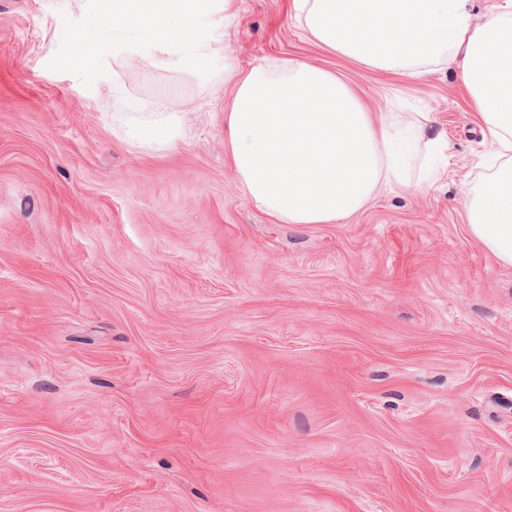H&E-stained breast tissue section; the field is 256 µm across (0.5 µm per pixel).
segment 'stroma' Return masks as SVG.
I'll list each match as a JSON object with an SVG mask.
<instances>
[{
	"mask_svg": "<svg viewBox=\"0 0 512 512\" xmlns=\"http://www.w3.org/2000/svg\"><path fill=\"white\" fill-rule=\"evenodd\" d=\"M239 11V70L302 58L427 113L439 176L275 223L223 73L71 69L83 0H0V512H512V266L468 227L494 147L460 71L368 70L293 0ZM157 101L173 147L113 125Z\"/></svg>",
	"mask_w": 512,
	"mask_h": 512,
	"instance_id": "1",
	"label": "stroma"
}]
</instances>
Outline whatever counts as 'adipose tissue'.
Instances as JSON below:
<instances>
[{
    "mask_svg": "<svg viewBox=\"0 0 512 512\" xmlns=\"http://www.w3.org/2000/svg\"><path fill=\"white\" fill-rule=\"evenodd\" d=\"M237 0H87V25L65 63L91 70L154 53L162 66L201 77L224 72L233 171L254 205L282 224H330L360 211L384 185L426 161L436 140L426 117L372 116L335 72L298 58L238 71L229 45ZM309 37L366 68L419 75L458 68L480 113L481 132L506 161L469 198L472 235L512 265V0L473 23L468 0H295ZM137 143L171 147L185 129L176 113L125 115Z\"/></svg>",
    "mask_w": 512,
    "mask_h": 512,
    "instance_id": "adipose-tissue-1",
    "label": "adipose tissue"
}]
</instances>
